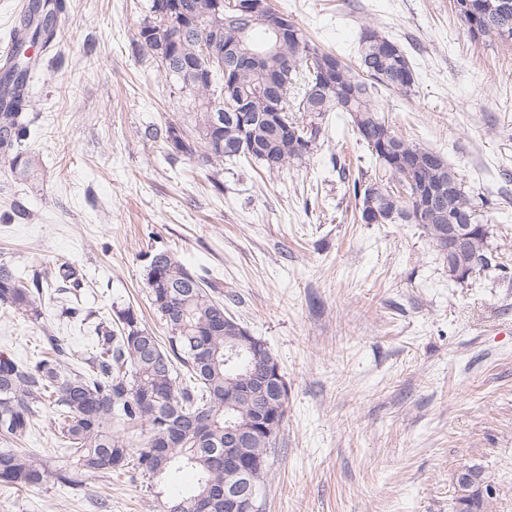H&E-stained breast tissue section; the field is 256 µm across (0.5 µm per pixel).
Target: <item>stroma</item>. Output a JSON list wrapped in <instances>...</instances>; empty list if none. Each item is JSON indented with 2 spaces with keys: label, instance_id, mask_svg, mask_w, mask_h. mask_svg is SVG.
Returning a JSON list of instances; mask_svg holds the SVG:
<instances>
[{
  "label": "stroma",
  "instance_id": "stroma-1",
  "mask_svg": "<svg viewBox=\"0 0 512 512\" xmlns=\"http://www.w3.org/2000/svg\"><path fill=\"white\" fill-rule=\"evenodd\" d=\"M348 64L363 27L399 44L412 93L376 102L406 141L440 153L489 224L505 264L457 282L417 224H362L339 169H367L350 117L326 113L313 152L270 173L170 160L151 128L181 120L162 68L139 49L148 0L48 5L34 45L25 174L0 163V263L77 270L85 323L44 290L35 326L0 310V349L35 360L45 334L89 348L98 318L133 306L160 337L146 268L160 250L208 271L229 312L265 340L288 384L260 512H456L463 465L481 466L488 512H512V42L471 37L455 0H272ZM224 184L216 193L213 180ZM161 512L145 482L85 477L80 495L0 486V512Z\"/></svg>",
  "mask_w": 512,
  "mask_h": 512
}]
</instances>
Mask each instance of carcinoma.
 <instances>
[{"mask_svg": "<svg viewBox=\"0 0 512 512\" xmlns=\"http://www.w3.org/2000/svg\"><path fill=\"white\" fill-rule=\"evenodd\" d=\"M196 22L181 32L168 26L164 17L147 7L138 29V45L176 86L184 107L183 122L168 121L152 132V137L169 143L178 128L191 141L182 153L207 165H221L224 159L245 157L266 171L283 169L294 160L309 155L321 134L318 120L327 112H345L357 141L370 158L371 176L355 179L352 192L355 206L366 221L374 224H419L433 246L445 253L441 225L424 220L426 183L448 185L451 167L439 153L391 135L386 144L414 153L428 164L408 179L404 170L389 159V151L375 139V129L391 130L373 101L379 88L408 94L416 75L404 50L370 26L359 37V62L354 69L341 57L336 66L349 94L316 91L322 60L333 55L311 45L306 33L288 14L269 11L288 19V33L279 50L260 66L246 63V56L259 44L254 34L245 38L237 22L235 3L224 4V61L234 66L223 73L213 69L211 83H200L186 65L201 55V44L210 37L212 0H189ZM461 24L476 39L512 42V0H456ZM51 35L28 19L24 33L15 40L14 61L0 72V96L16 97L29 74L25 46ZM170 47L168 62L160 58ZM277 76L285 86L278 111H270L267 77ZM233 83L238 96L224 100V84ZM307 114L304 122L293 116ZM222 118L223 127L213 128V118ZM27 135L25 116L14 104L0 102V147ZM453 207L465 223L473 225L469 246L448 268L457 281L466 273L479 274L491 268L503 269L487 244L488 231L480 220V208L457 179ZM59 284V291H78L81 283L67 261L34 272L27 278L13 267L0 264V308L25 316L33 323L43 317V284ZM147 285L152 306L166 322L168 336L161 342L131 306L115 311L119 325L103 317L94 328L95 342L86 352L77 353L56 336L46 337L51 355L23 361L0 353V440H23L45 407L53 408V435L60 448L76 459L73 471L56 465L52 457L15 448L0 450V485L38 488L49 483L82 490L77 477L81 471L107 477L122 470L140 477L152 490L187 470L195 483L184 495H175L164 504V512H224V501L214 492L234 477L224 470V429L251 420L252 407L242 398L244 382L238 381L240 360L224 352V337L238 333V322L224 317L222 284L209 273L200 274L180 263L170 252L154 254L147 269ZM278 435H258L249 452L257 458L268 455ZM471 482L456 484L460 512H485L482 470L467 467Z\"/></svg>", "mask_w": 512, "mask_h": 512, "instance_id": "carcinoma-1", "label": "carcinoma"}]
</instances>
